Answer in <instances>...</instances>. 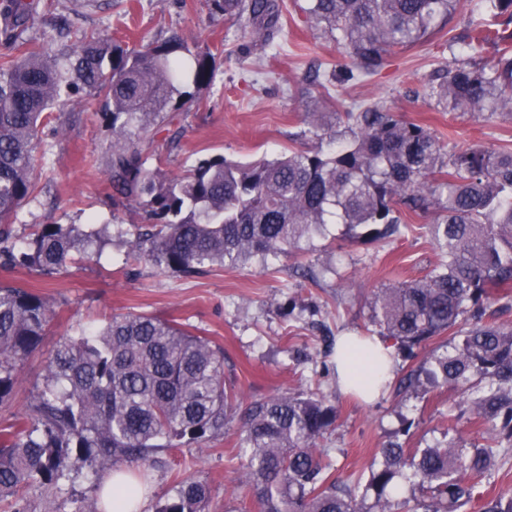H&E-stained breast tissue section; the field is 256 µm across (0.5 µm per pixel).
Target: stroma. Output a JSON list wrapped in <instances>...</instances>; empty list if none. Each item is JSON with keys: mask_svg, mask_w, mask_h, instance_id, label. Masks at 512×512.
<instances>
[{"mask_svg": "<svg viewBox=\"0 0 512 512\" xmlns=\"http://www.w3.org/2000/svg\"><path fill=\"white\" fill-rule=\"evenodd\" d=\"M281 31L274 44L245 51L234 27L210 16L205 0H52L40 8L27 32L30 44L52 52L70 50L90 32L109 34L137 45L179 37L189 48L210 50L216 60L213 84L200 105L182 112L181 141L166 155L170 171L190 168L203 157L221 154L248 162L277 157L294 146L305 130L309 68L333 70L343 55L335 42L305 22L307 0H283ZM472 0H460L444 29L427 41L386 60L378 74L363 81H341L323 95L325 105L380 103L390 111L427 125L456 148L475 143L512 141V118L486 122L470 114L448 112L435 100L420 97L423 84L451 55L450 42H462L472 16ZM100 99L57 113L60 134L44 133L34 151L35 199L18 211L16 229L32 224H78L84 230L107 228L112 237L99 258L82 260L55 279L44 280L24 269L1 271L0 279L47 296L57 315L36 351L18 373V394L0 406V426L24 408L27 396L42 383L45 368L63 336L114 314L145 313L165 317L206 337L224 350V373L250 397L309 390L338 409L335 429L323 441L338 481L366 480L371 462L389 441L426 446L443 437L481 443L485 429L464 413L461 395L421 381L411 392L397 387L413 361L399 350L393 357L389 387L366 402L343 391L335 365L326 354L329 340L347 333L375 335L368 326L373 295L394 281L420 277L436 264V249L426 226L433 214L411 218V231L384 245L350 239L344 225H328L304 243L298 256L212 266L193 276L161 271L144 259L128 257L127 239L144 215L114 209L107 161L112 136L101 118ZM235 430L191 450L161 455L159 463L141 464L142 512H156L175 482L193 477L209 484L208 512H258L250 494L238 487ZM89 470L71 474L62 489L32 486L22 493L24 512H76L96 496ZM512 491V446L498 449L496 467L476 489L472 507Z\"/></svg>", "mask_w": 512, "mask_h": 512, "instance_id": "stroma-1", "label": "stroma"}]
</instances>
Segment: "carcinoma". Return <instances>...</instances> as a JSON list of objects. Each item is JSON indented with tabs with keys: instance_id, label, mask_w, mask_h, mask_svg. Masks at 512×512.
<instances>
[{
	"instance_id": "carcinoma-1",
	"label": "carcinoma",
	"mask_w": 512,
	"mask_h": 512,
	"mask_svg": "<svg viewBox=\"0 0 512 512\" xmlns=\"http://www.w3.org/2000/svg\"><path fill=\"white\" fill-rule=\"evenodd\" d=\"M459 0H308L309 20L349 58L345 75L375 74L386 56L440 32ZM209 13L236 26L245 47L274 42L280 0H206ZM35 0H0V267L44 278L60 274L84 243L73 225L37 224L21 238L18 208L34 197L33 152L52 110L87 96L103 102L112 133L108 173L119 197L143 212L146 227L128 254L161 271L193 274L214 264L242 265L297 255L327 224H343L366 243L401 236L407 219L433 210L427 225L439 259L423 277L374 295L369 323L383 341L409 353L450 332L452 351L407 377L450 386L490 434L512 441V323L495 305L512 288V146L455 149L424 124L372 103L307 112L300 148L240 165L204 157L183 172L162 167L152 131L212 85L214 57L182 40L130 47L93 32L70 52L28 47ZM460 51L438 70L425 95L448 111L485 121L512 117V0H477ZM493 47L492 60L483 53ZM344 126L350 137L326 153ZM155 166H148L151 158ZM54 316L44 296L0 284V404L15 393L18 370ZM224 375V351L182 325L143 313L116 314L100 327L63 337L22 414L0 429V500L39 483L59 487L83 468L94 474L145 464L155 454L201 445L239 422V488L260 512H398L395 480L427 495L406 512H462L494 466L491 445L443 441L427 448L388 442L370 465L363 492L336 487L321 442L336 407L310 393L253 398ZM211 491L177 482L156 512H207ZM483 512H512L503 493Z\"/></svg>"
}]
</instances>
